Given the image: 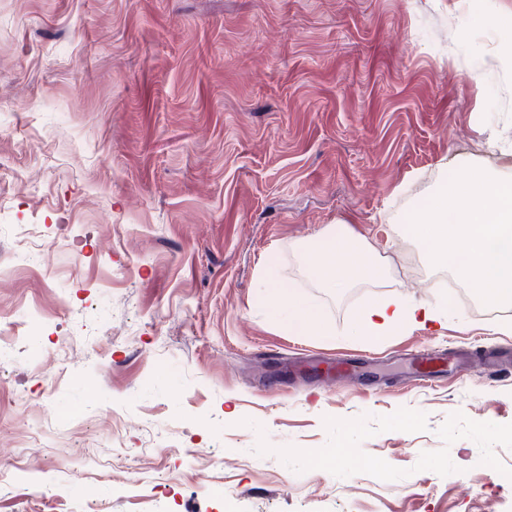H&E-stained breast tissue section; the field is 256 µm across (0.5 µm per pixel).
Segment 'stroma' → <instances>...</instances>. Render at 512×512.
<instances>
[{
	"label": "stroma",
	"instance_id": "1",
	"mask_svg": "<svg viewBox=\"0 0 512 512\" xmlns=\"http://www.w3.org/2000/svg\"><path fill=\"white\" fill-rule=\"evenodd\" d=\"M510 43L512 0H0V512H512V370L404 363L512 344L408 230L512 177ZM341 222L392 273L333 296L301 253ZM388 293L455 312L351 335ZM339 355L375 390L282 369ZM260 305L269 307L272 304H288L290 313L288 321L283 328L288 333H301L305 329H312L317 336L331 335V330L320 318L318 311L302 302L288 288H279L272 285L268 291L260 298ZM458 363L459 359L455 356L420 350L412 355L410 366L417 377L431 379L446 369L448 372L455 371Z\"/></svg>",
	"mask_w": 512,
	"mask_h": 512
}]
</instances>
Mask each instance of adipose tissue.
I'll list each match as a JSON object with an SVG mask.
<instances>
[{"label": "adipose tissue", "instance_id": "obj_1", "mask_svg": "<svg viewBox=\"0 0 512 512\" xmlns=\"http://www.w3.org/2000/svg\"><path fill=\"white\" fill-rule=\"evenodd\" d=\"M409 230L426 258L435 264H451L454 275L466 285L480 289L484 300L512 306V180L489 170L472 167L463 177L428 199L423 218ZM312 266L324 287L341 290L355 278L378 281L387 277L383 257L361 237L350 233L330 236L318 249ZM287 305L285 328L291 333L312 330L319 336L330 329L317 310L297 298L290 289L270 287L261 306ZM447 310L432 306H409L396 295L363 308L353 321L357 336L384 337L416 325L443 323Z\"/></svg>", "mask_w": 512, "mask_h": 512}]
</instances>
